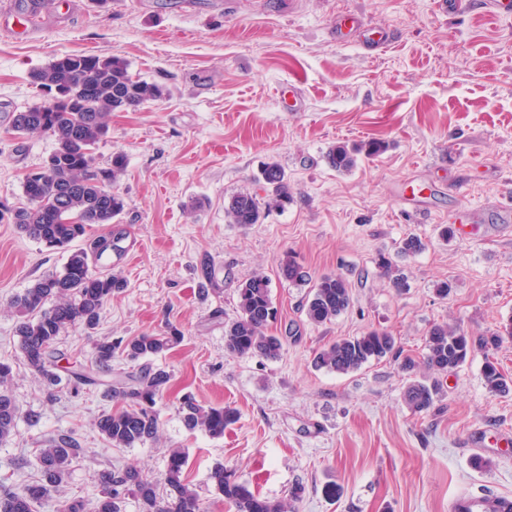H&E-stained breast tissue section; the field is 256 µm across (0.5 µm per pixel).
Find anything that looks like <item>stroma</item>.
<instances>
[{
    "label": "stroma",
    "instance_id": "stroma-1",
    "mask_svg": "<svg viewBox=\"0 0 512 512\" xmlns=\"http://www.w3.org/2000/svg\"><path fill=\"white\" fill-rule=\"evenodd\" d=\"M26 37L0 23V207L24 201L22 182L54 149L47 134L15 138L12 113L42 102L33 71L66 54H113L166 95L110 118L94 156L126 158L114 189L125 210L119 252L99 267L120 271L96 329L59 336L66 361L90 364L95 345L176 329L182 341L154 360L170 388L156 409V440L115 448L95 420L116 402L107 385L62 381L52 387L28 366L10 300L35 280L61 272L68 253L0 223V363L21 417L0 443V471L19 488L36 484L39 448L72 432L85 453L72 463L51 506L81 498L95 506L100 472L134 466L160 481L168 451L188 454L184 476L202 512H233L209 481L215 464L261 497L291 501L294 512H448L469 490L512 493V390L494 395L482 379L485 357L512 379V339L474 351L441 376L433 407L404 400L412 376L387 356L357 371L317 367L322 348L377 329L422 360L433 326L487 336L512 319V0L491 15L484 0L453 12L434 0H68ZM356 15L388 44L369 51L339 42L336 17ZM296 89L295 111L281 90ZM385 150L347 172L331 148L364 141ZM285 169L294 201L262 223H230L224 208L247 190L265 196L264 162ZM453 235L441 239V227ZM423 248L402 253L405 239ZM293 252L310 280L347 278L352 301L335 320L314 325L303 305L309 287L279 273ZM389 257L405 286L378 268ZM210 258L213 280L200 272ZM270 279L286 335L280 358L239 357L224 348V324L237 315V289L255 272ZM449 283L448 296L437 291ZM235 419L223 436L188 431L184 394ZM482 458L484 467L474 465Z\"/></svg>",
    "mask_w": 512,
    "mask_h": 512
}]
</instances>
